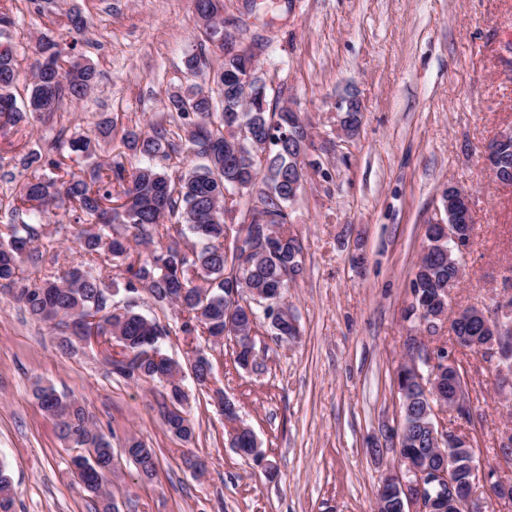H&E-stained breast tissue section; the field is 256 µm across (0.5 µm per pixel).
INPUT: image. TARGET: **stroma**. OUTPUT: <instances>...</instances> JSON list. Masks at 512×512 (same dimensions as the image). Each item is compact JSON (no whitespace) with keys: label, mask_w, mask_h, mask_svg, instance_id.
<instances>
[{"label":"stroma","mask_w":512,"mask_h":512,"mask_svg":"<svg viewBox=\"0 0 512 512\" xmlns=\"http://www.w3.org/2000/svg\"><path fill=\"white\" fill-rule=\"evenodd\" d=\"M9 6L0 43L11 47L19 76L13 89L27 101L33 46L48 34L74 45L98 82L81 102H64L49 119L0 129V197H13L28 172L19 159L46 151L60 128L94 136L116 122L108 142L90 156L72 155L75 171L122 155L125 128L169 127L168 93L186 86L185 56L195 45L194 0H0ZM86 18L75 36L68 19ZM224 29L252 44L270 96L292 103L310 125L309 159L319 170L289 205L302 246L303 272L288 293L299 336L280 343L259 324L249 372L236 362L234 341L211 358L219 387L249 425L273 475L229 445L228 423L207 389L186 380L185 407L195 437L171 433L163 412L167 391L113 374L94 345H61L59 329L34 320L0 288V467L16 490V512H95L90 494L69 474L73 454L35 392L54 388L84 406L112 444L110 489L120 512H374L380 478L398 451L402 423L397 371L408 337L425 348L451 346L449 323L423 333L408 315L411 281L426 224L444 218L441 194L454 185L471 195L472 232L451 309L493 310L512 293V186L498 182L483 152L512 130V0H224ZM355 93L363 106L357 137L336 133V101ZM37 224L40 256L23 275L39 280L81 260L79 230L69 204L43 218L0 208V225ZM130 304L169 331L163 351L185 362L175 309L159 307L146 290H125L119 261L101 270ZM470 415L448 425L479 440L477 495L490 512H512L494 488L512 483V464L499 450L512 430V380L493 364L467 358ZM154 448L152 480L140 481L123 445L128 436ZM204 461L196 479L189 466Z\"/></svg>","instance_id":"stroma-1"}]
</instances>
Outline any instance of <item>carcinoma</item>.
<instances>
[{"mask_svg": "<svg viewBox=\"0 0 512 512\" xmlns=\"http://www.w3.org/2000/svg\"><path fill=\"white\" fill-rule=\"evenodd\" d=\"M221 0H196L198 43L184 60L186 73L201 78L187 90L168 98L167 108L176 114L177 130L155 129L152 133L131 130L125 134L127 147L142 157L169 159L176 154L184 159H203L173 179L148 165L126 168L121 161L108 164L90 174L63 168L64 152H86L91 140L86 136L54 141L42 157L36 152L23 155V164L30 168L42 164L50 173L35 176L22 184L13 201L30 205L45 213L50 204L66 199L72 204L75 223L93 221L96 232L81 230L77 242L88 263L65 270L57 278L27 282L21 277L22 257L33 258L34 243L39 233L33 224H7L0 231V286L18 287L16 300L37 320L55 327L73 324L72 335L78 336L88 325L87 318L97 319L98 335L112 338L121 348L117 359L107 358L112 372L131 381L159 382L177 393L183 388L180 366L170 361L167 368L157 367L146 358L136 364L123 357L138 354L153 345L161 347L168 330L154 319L133 310L118 311L112 307V281L93 275L96 257L110 255L126 265L130 274L125 290L135 293L143 288L160 307L170 303L180 308V331L191 345L203 335L222 338L247 334L257 321L247 317L242 305L231 308L226 297L234 289L243 299L260 296L277 310L278 323H269L272 335L281 342L295 338L289 323L292 313L286 304L289 282L302 271L301 247L288 221L287 204L294 201L291 190L292 168L297 157L305 152L307 132L295 113L279 106V99L269 98L265 80L255 83L262 90L264 107L258 112L242 111L243 102L228 98L224 79L228 74L244 72L241 58L225 57L215 67L211 63L213 47L224 34L220 19ZM32 82L27 105H17L12 92L18 72L17 61L10 46L0 44V125H18L27 114L41 116L61 108L64 100L79 102L97 83V71L90 65L65 59L63 49L47 36L39 38L34 48ZM238 183L256 189V204L248 211L246 233L252 227L265 225L274 229V249L242 257L238 247L226 250L227 224L224 214L236 198ZM170 224L175 233L187 228L205 241L200 250L183 251L177 241L166 249L144 256L138 245L151 236L152 230ZM122 224L134 230L133 239L117 234L108 237L105 228ZM442 238L438 224L426 227L425 247L412 281L411 309L422 306L448 305V282H459L462 260L459 253L445 254L430 249L431 242ZM42 410L56 421L63 439L74 442L82 454L72 459L80 470L73 477L98 499L97 512H118L117 504L106 484L114 469L112 445L93 432L83 407L61 397L54 388L37 390ZM170 430L184 441L193 439L195 427L183 416L178 419L164 414ZM416 442L403 446L405 458L417 459L431 451L427 428L412 421ZM124 454L136 466L143 480H150L157 467L155 449L130 437ZM0 512H16V492L10 476L0 468Z\"/></svg>", "mask_w": 512, "mask_h": 512, "instance_id": "cac0c4a2", "label": "carcinoma"}]
</instances>
